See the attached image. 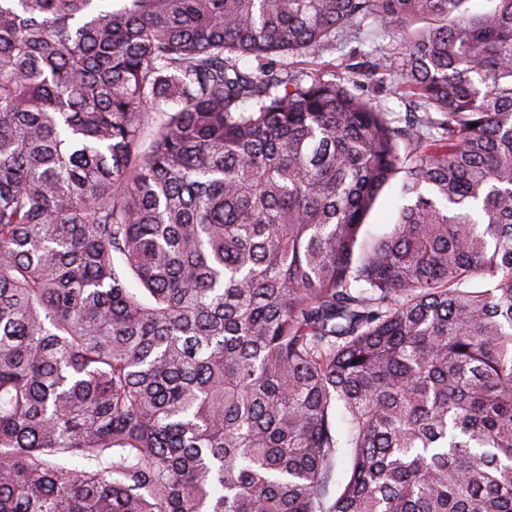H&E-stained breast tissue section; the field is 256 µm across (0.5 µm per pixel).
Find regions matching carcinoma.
I'll use <instances>...</instances> for the list:
<instances>
[{
	"mask_svg": "<svg viewBox=\"0 0 512 512\" xmlns=\"http://www.w3.org/2000/svg\"><path fill=\"white\" fill-rule=\"evenodd\" d=\"M122 2L0 0V512H512V0ZM359 40L352 39V41H341L336 44V50L334 52H323V53H314L311 51L307 54L306 57L298 59V63L294 61L293 64H290V68H303V71H306L309 68H320L323 67V64L326 65V68L331 71H335L336 77L341 74L342 63H345V59L350 54L351 51H357L358 59H355L354 62L359 61V52L361 54L363 52H370L372 50H377L379 52H384L389 49L390 39H382L379 36V33H375L372 31H365L362 34L358 35ZM397 79L398 78L395 76L394 82L388 83L386 87L375 90V92H373L369 87V94L371 95L372 93L374 95L375 101L382 108L396 112L393 117H397L399 115L403 117L405 115V106L403 105L402 99H400L399 95L395 93V84ZM399 180L385 187L366 219V228L374 234H382L389 231L391 224L397 219L400 209L413 200L409 197L404 198L399 192Z\"/></svg>",
	"mask_w": 512,
	"mask_h": 512,
	"instance_id": "carcinoma-1",
	"label": "carcinoma"
}]
</instances>
